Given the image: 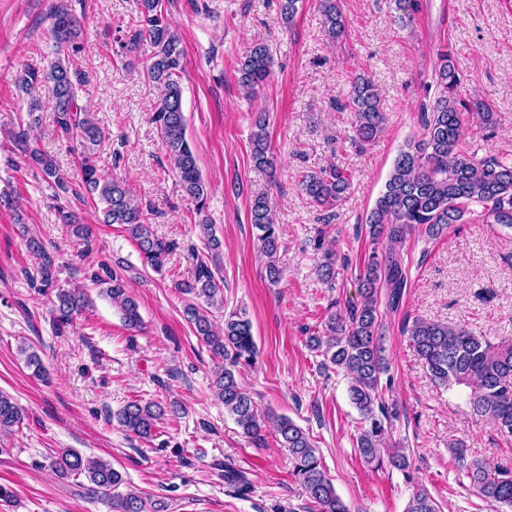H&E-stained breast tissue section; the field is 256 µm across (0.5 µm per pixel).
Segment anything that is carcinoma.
<instances>
[{
	"mask_svg": "<svg viewBox=\"0 0 512 512\" xmlns=\"http://www.w3.org/2000/svg\"><path fill=\"white\" fill-rule=\"evenodd\" d=\"M318 4L328 38L333 41L342 38L345 23L338 0H318ZM159 6L160 0H136L139 28L131 38V48L148 53V79L161 90L154 120L179 187L194 203L195 213L201 216L196 228L205 248L203 252L191 248L193 275L189 280L176 282L175 288L188 296L183 315L215 360L211 381L215 396L234 418L242 435L261 443L267 414L259 410L240 381L242 371L255 367L259 351L246 310L224 311L223 279L212 267L221 241L213 233L209 219L202 217L207 209L209 185L202 178L186 137L179 82L184 50ZM50 19L51 35L56 43L75 45L82 34V23L66 0L53 4ZM272 64L270 48L263 43L253 45L241 62L239 83L248 92H255L270 78ZM12 82L27 95L37 86L48 87L57 135L79 146V191L75 195L83 193L95 203L101 214L99 223L124 226L142 264L161 273L174 244L159 238L152 225L144 223L142 205L131 191L98 168L95 150L103 133L83 102L89 83L87 76L73 69L68 59L57 57L43 70L17 71L12 75ZM459 84L450 53H439L436 96L430 111L422 114L424 139L400 150L385 191L366 216L368 237L372 244H382V251L372 250L360 269L361 299L342 309L328 310L321 329L306 338L308 349L322 358L321 368L332 367L349 380L348 397L361 419L356 437L359 457L374 468L386 460L405 476L412 465L406 449L385 452L389 425L396 418L397 409L386 402L381 385L382 376L389 372V361L385 356L380 306L388 311L397 310L408 288V271L399 247L415 230L434 240L456 224L474 221L512 228V161L465 156L459 151L467 136L470 114L477 113L490 126L494 124V112L482 100L461 98ZM346 107L353 113L358 139L365 143L373 141L382 131L385 117L369 78L363 75L355 78ZM42 109L39 98H30L25 115L10 123L6 134L20 163L41 173L53 189V197L58 198L72 192L71 181L34 139ZM251 146L256 167L272 164L268 123L263 112L254 117ZM349 185L350 174L337 165L302 182L305 194L327 211L336 207ZM58 216L82 251H92L90 225L82 223L74 211L65 207L58 208ZM250 223L256 230L258 250L268 259L267 278L275 284L281 278L276 263L280 233L267 197L258 195L251 201ZM25 249L37 260L34 269L22 268L26 279L39 295L55 288L50 309L53 322L59 327L72 325L90 306L88 294L78 288L57 287L60 265L39 237L25 236ZM341 266H347V257H340L329 248L322 253L317 272L324 283L332 286ZM131 269L132 266L121 260L115 261L113 267L102 263L90 271L88 278L117 308L124 325L137 331L142 326V317L138 301L127 285V272ZM215 310L224 313L221 328L212 322ZM405 332L437 386L463 389L475 415L492 419L501 433L512 436V339L493 343L463 326L421 318L405 325ZM18 352L33 376L47 375L32 346L23 343ZM183 411L182 403L177 400L132 399L113 414V419L125 431L149 440L160 420L168 415L176 417ZM23 420V408L9 393L0 390V433H11ZM275 431L280 446L288 449L291 475L317 512H350L336 494L309 432L287 417L276 421ZM448 454L477 495L512 510L511 470L468 457L459 442L448 446ZM47 467L60 480L85 478L87 494L107 502L110 512H164V504L127 485L122 474L107 460L86 457L73 448H61L48 456ZM406 512H440V506L426 489L419 488L409 499Z\"/></svg>",
	"mask_w": 512,
	"mask_h": 512,
	"instance_id": "carcinoma-1",
	"label": "carcinoma"
}]
</instances>
